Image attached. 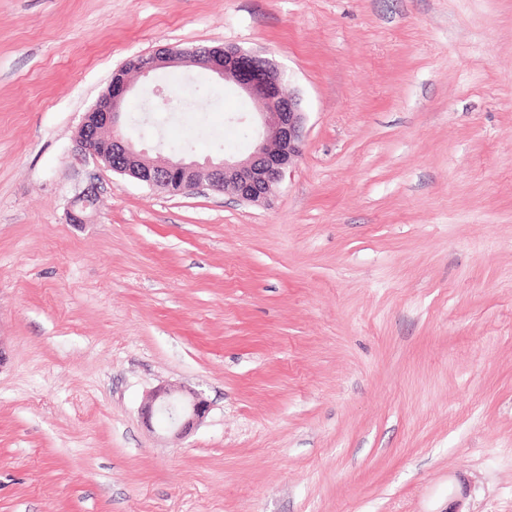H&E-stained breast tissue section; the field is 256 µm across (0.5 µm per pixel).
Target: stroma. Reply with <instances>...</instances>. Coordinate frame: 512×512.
Here are the masks:
<instances>
[{
  "label": "stroma",
  "instance_id": "35a3bbf8",
  "mask_svg": "<svg viewBox=\"0 0 512 512\" xmlns=\"http://www.w3.org/2000/svg\"><path fill=\"white\" fill-rule=\"evenodd\" d=\"M226 43L301 99L272 203L77 151L127 59ZM253 109L171 67L121 131L243 156ZM0 512H512V0H0ZM190 396L177 394L166 387L156 389L141 409L144 422L152 427L153 420L167 418L164 429L176 439L182 438L208 413L209 404L200 393L192 391ZM160 423V422H159Z\"/></svg>",
  "mask_w": 512,
  "mask_h": 512
}]
</instances>
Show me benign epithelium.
<instances>
[{
  "label": "benign epithelium",
  "mask_w": 512,
  "mask_h": 512,
  "mask_svg": "<svg viewBox=\"0 0 512 512\" xmlns=\"http://www.w3.org/2000/svg\"><path fill=\"white\" fill-rule=\"evenodd\" d=\"M175 66L196 67L231 82L254 103L258 129L248 156L208 158L202 164L160 153L152 157L124 137L120 124L134 89L131 75L146 79L161 68ZM303 119L301 101L285 91L284 74L274 60L231 44L194 49L163 45L128 59L113 71L107 89L85 113L75 143L81 153L94 156L112 171L153 189L183 194L205 182L215 192L230 191L242 201L257 203L269 200L299 157ZM92 200L90 191L76 198L69 211L70 223L90 221L87 208ZM208 410L207 400L195 391L187 397L160 387L143 406L141 415L149 426L166 417L165 429L179 439Z\"/></svg>",
  "instance_id": "benign-epithelium-1"
}]
</instances>
